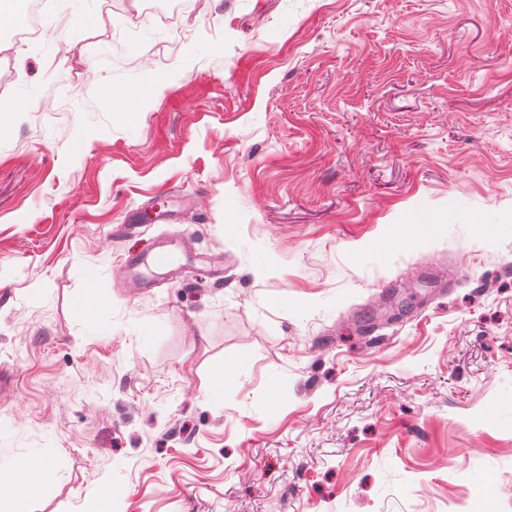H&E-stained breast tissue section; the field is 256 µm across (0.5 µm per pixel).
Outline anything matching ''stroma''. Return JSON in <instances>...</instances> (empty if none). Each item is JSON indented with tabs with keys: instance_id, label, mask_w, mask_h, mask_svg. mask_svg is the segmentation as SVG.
<instances>
[{
	"instance_id": "stroma-1",
	"label": "stroma",
	"mask_w": 512,
	"mask_h": 512,
	"mask_svg": "<svg viewBox=\"0 0 512 512\" xmlns=\"http://www.w3.org/2000/svg\"><path fill=\"white\" fill-rule=\"evenodd\" d=\"M146 12L0 26L23 512H512V0ZM40 459L34 462L32 458ZM58 466L50 465L41 455L30 454L20 461L0 456V510L3 502L23 500L51 484L57 476Z\"/></svg>"
}]
</instances>
